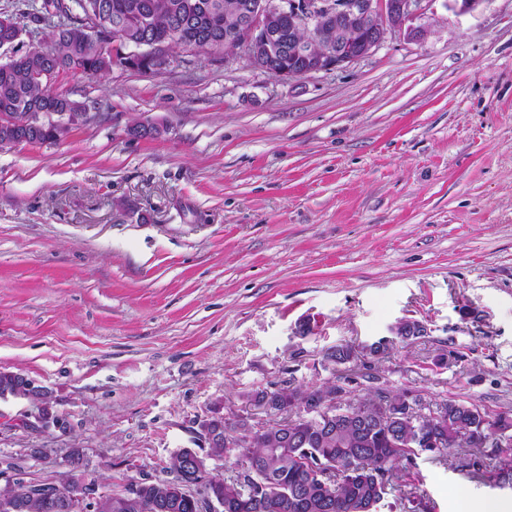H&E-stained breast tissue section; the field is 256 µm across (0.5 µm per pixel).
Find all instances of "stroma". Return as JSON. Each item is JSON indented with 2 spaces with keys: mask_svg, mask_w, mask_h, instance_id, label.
<instances>
[{
  "mask_svg": "<svg viewBox=\"0 0 512 512\" xmlns=\"http://www.w3.org/2000/svg\"><path fill=\"white\" fill-rule=\"evenodd\" d=\"M412 26L285 81L174 47L151 75L51 82L100 118L0 149V371L43 391L0 398L1 483H62L75 454L118 490L172 479L183 448L228 477L211 410L337 376L326 349L402 319L426 338L359 372L512 412V0H434ZM417 464L435 512H512L511 491Z\"/></svg>",
  "mask_w": 512,
  "mask_h": 512,
  "instance_id": "obj_1",
  "label": "stroma"
}]
</instances>
